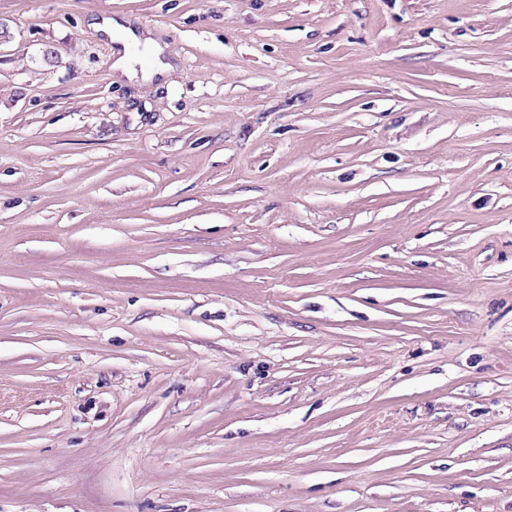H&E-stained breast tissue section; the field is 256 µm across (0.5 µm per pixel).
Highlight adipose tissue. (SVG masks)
I'll return each mask as SVG.
<instances>
[{"instance_id":"1","label":"adipose tissue","mask_w":512,"mask_h":512,"mask_svg":"<svg viewBox=\"0 0 512 512\" xmlns=\"http://www.w3.org/2000/svg\"><path fill=\"white\" fill-rule=\"evenodd\" d=\"M90 27L113 42L112 70L115 76L139 77L152 82L166 78L171 71L166 45L141 31L132 18L103 16L92 19Z\"/></svg>"}]
</instances>
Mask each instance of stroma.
Masks as SVG:
<instances>
[{"mask_svg": "<svg viewBox=\"0 0 512 512\" xmlns=\"http://www.w3.org/2000/svg\"><path fill=\"white\" fill-rule=\"evenodd\" d=\"M0 512H512V0H0ZM91 29L108 36L114 44L112 50V72L118 78L133 79L139 76L135 65L138 63L136 52L142 47V52L148 58V64L141 68V78L145 82H153L166 78L172 69V64L166 60L167 45L141 31L136 22L130 17L103 16L93 18L89 23Z\"/></svg>", "mask_w": 512, "mask_h": 512, "instance_id": "35a3bbf8", "label": "stroma"}]
</instances>
